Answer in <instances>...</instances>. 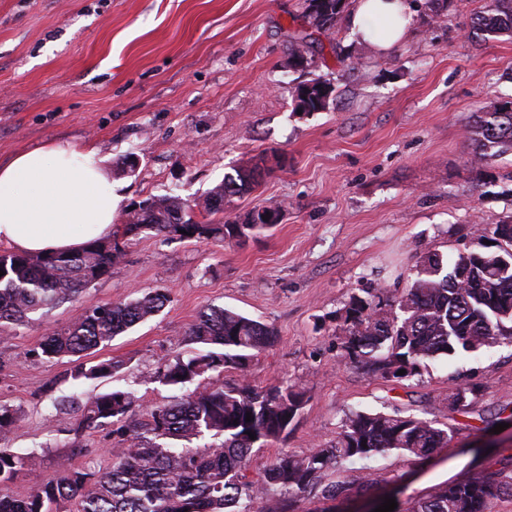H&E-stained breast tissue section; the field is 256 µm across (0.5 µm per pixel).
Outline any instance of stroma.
<instances>
[{
    "instance_id": "stroma-1",
    "label": "stroma",
    "mask_w": 512,
    "mask_h": 512,
    "mask_svg": "<svg viewBox=\"0 0 512 512\" xmlns=\"http://www.w3.org/2000/svg\"><path fill=\"white\" fill-rule=\"evenodd\" d=\"M483 5L453 0L431 24L418 7L410 38L387 54L340 26L307 47L315 64L302 70L290 41L306 26L304 0H0L1 161L49 141L97 146L119 198L118 225L134 203L199 196L237 168L264 174L253 192L225 200V215L268 204L281 211L275 227L241 244L139 235L75 300L0 330V399L22 412L6 444L46 449L11 491L54 478L63 458L75 468L110 465L108 430L75 436L67 399L113 389L135 391L145 406L180 397L154 373L191 351L189 328L210 306L278 336L246 371L225 369V384L244 376L305 393L285 444L254 449L250 479L281 452L329 446L353 411L414 415L448 432L426 464L390 452L343 463L302 495L280 491L289 512L331 504L326 484L345 487L332 503L338 512H375L385 488L362 490L371 467L397 481L406 512L512 458V341L426 361L399 381L341 356L353 298L404 288L421 257L455 260L512 215V154L480 175L467 140L475 113L512 97V38L467 37ZM316 77L334 86L329 107L297 113L296 86ZM129 156L131 173L122 168ZM155 290L169 296L164 309L98 353L122 361L114 376L77 384L67 361L32 356L82 309ZM466 382L481 391L461 411L452 397Z\"/></svg>"
}]
</instances>
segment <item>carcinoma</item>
<instances>
[{
	"label": "carcinoma",
	"mask_w": 512,
	"mask_h": 512,
	"mask_svg": "<svg viewBox=\"0 0 512 512\" xmlns=\"http://www.w3.org/2000/svg\"><path fill=\"white\" fill-rule=\"evenodd\" d=\"M347 0H305L310 30L291 42L296 66L313 60L300 50L314 35L335 34ZM471 33L484 38L512 37V0H485L472 20ZM333 86L313 78L296 87V109L319 112L329 106ZM479 171L512 152V100L493 103L468 130ZM258 182L255 170L238 168L204 197L188 201L178 195L146 198L128 212L126 224L110 238H97L74 253L32 257L0 254V326L18 328L29 315L49 310L78 296L90 283L108 274L123 252L119 237L154 233L167 239L230 242L256 236L278 223L280 208L262 205L263 220L251 211L244 220L202 223L192 212L224 211V199L249 193ZM512 248V216L498 221L480 237L478 248L457 255L448 267L437 252L421 258L415 278L398 294L378 290L357 298L345 319L342 357L383 371L390 379L409 377L427 359L476 352L501 337L512 340V257L496 235ZM468 269L466 279L454 270ZM168 302L165 293L109 302L83 310L65 328L47 334L30 355L48 361L69 359L70 377L94 380L122 367L107 359L89 365L84 358L109 345L132 327L156 316ZM198 345L187 358L163 360L154 380L184 388L199 378L210 382L174 401L145 409L136 418L138 398L129 390L95 393L87 398L74 434L110 428L112 464L95 471L76 469L66 461L57 476L20 496L10 490L18 475L32 465L37 452L0 448V512H249L242 500L260 502L259 512H285L276 489L298 494L316 484L330 469L347 460H370L394 452L416 463L426 462L448 446V431L430 421L397 413L352 412L336 442L302 455L280 454L260 479L246 480L255 446L285 441L302 409L304 394L292 385L258 388L245 377L233 385L211 379L227 368L245 372L248 362L272 347L277 336L266 324L230 309L210 307L199 313L189 330ZM405 374L399 376L397 372ZM251 421H245L246 414ZM20 419L17 409L0 402V441ZM254 434L252 440L249 434ZM203 445L191 448L189 443ZM512 497V464L480 471L469 480L450 484L417 501L410 512H492L494 503Z\"/></svg>",
	"instance_id": "1"
}]
</instances>
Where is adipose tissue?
<instances>
[{"label": "adipose tissue", "mask_w": 512, "mask_h": 512, "mask_svg": "<svg viewBox=\"0 0 512 512\" xmlns=\"http://www.w3.org/2000/svg\"><path fill=\"white\" fill-rule=\"evenodd\" d=\"M411 0H354L350 32L386 53L404 40ZM112 179L95 146L48 143L0 160V245L33 256L111 235Z\"/></svg>", "instance_id": "ef3b65f1"}]
</instances>
